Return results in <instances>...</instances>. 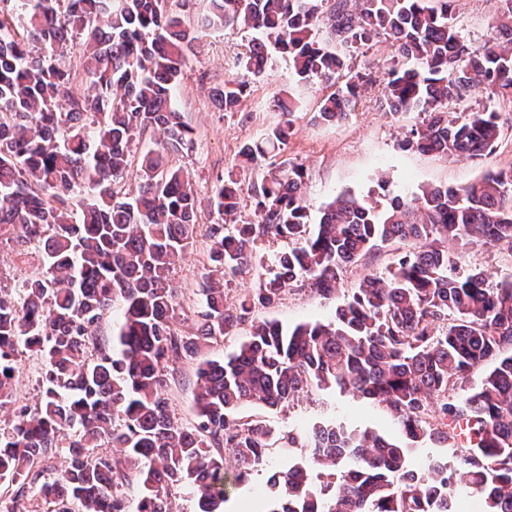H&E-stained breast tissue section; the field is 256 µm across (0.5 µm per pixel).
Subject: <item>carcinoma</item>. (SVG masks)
Segmentation results:
<instances>
[{"label": "carcinoma", "mask_w": 512, "mask_h": 512, "mask_svg": "<svg viewBox=\"0 0 512 512\" xmlns=\"http://www.w3.org/2000/svg\"><path fill=\"white\" fill-rule=\"evenodd\" d=\"M13 2L15 16L0 15V238L38 244L45 270L18 293L0 289V408L14 399L18 346L45 368L39 402L0 435V481L12 499L37 486L53 509L28 512H167L169 488L179 484L196 494L199 512H224L226 456L242 481L275 447L309 449L327 481L293 464L278 472L264 512H462L469 494L476 512H512V278L492 284L480 271L460 274L453 249L512 247V170L456 189L426 187L381 208L341 194L316 224L301 165L285 160L258 175L249 187L252 220L239 215L243 189L227 175L212 196L224 223L207 230L224 282L201 286L196 332L186 336L171 275L196 234V197L169 155L192 141L171 92L195 33L165 12L164 0ZM324 2L210 0L209 25L252 34L240 62L255 75L273 47L288 54L298 80L331 83L317 112L324 123L346 119L365 83L346 51L382 37L415 63L394 64L376 100L391 115H424L404 147L468 160L499 143L497 113L457 115L448 104L475 85L512 101V0H495L490 35L475 51L455 27L454 0H334L327 13ZM75 33L91 99L73 93L71 69L56 63ZM245 91L229 79L212 95L220 111L235 112ZM277 105L283 119L243 143V164L256 168L287 146L293 111L280 97ZM155 128L163 150L144 157L130 196L119 186L129 143ZM76 186L86 197L75 219ZM261 238L292 246L260 266L259 287L227 303L224 285L248 268ZM394 242L410 248L385 275H365L332 319L293 328L260 321L235 352L202 361L194 423L170 416V357L196 356L273 307L294 281L335 295L350 265ZM116 300L122 318L100 343L96 330ZM488 360L493 369L470 384ZM314 389L368 400L407 443L451 441L459 459L416 467L408 447L375 430L322 418L277 431L241 416L245 406L284 408ZM103 441L125 449L137 471L98 452ZM64 447L70 467L41 481L45 458ZM130 483L137 499L114 491Z\"/></svg>", "instance_id": "cac0c4a2"}]
</instances>
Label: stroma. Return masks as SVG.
Returning a JSON list of instances; mask_svg holds the SVG:
<instances>
[{
  "mask_svg": "<svg viewBox=\"0 0 512 512\" xmlns=\"http://www.w3.org/2000/svg\"><path fill=\"white\" fill-rule=\"evenodd\" d=\"M166 8L179 15L185 26L198 32L175 90V104L192 130L193 143L190 149L175 156L174 163L183 168L192 182L198 199L195 222L200 229L224 221L210 203L219 178L231 175L244 185L255 178V170L240 166L238 149L243 141L260 138L280 121L281 114L273 106V97L277 94L291 100L297 110L282 156L304 165V190L310 216L314 219L318 218L322 205L344 193L380 205L395 196L411 197L426 186L458 188L485 173L512 167V106L479 88L454 105L453 110L457 113L500 112L502 137L492 153L469 162L404 148L405 136L412 127L419 125L422 117L410 112L395 118L379 111L375 104L384 89L386 71L393 57L387 43L372 41L355 51L352 69L369 76L370 82L345 121L326 124L316 117L319 101L327 92L326 86L297 81L286 54L270 52L264 75L249 74L236 65L250 40L249 33L204 27L203 22L210 13L209 0H167ZM492 13L490 0H458L454 23L470 49H478L489 34ZM227 79L247 84V92L235 112L218 111L211 97L212 88ZM396 251V246H387L352 265L340 282L338 293L330 298L319 296L309 287L293 285L274 307L255 311L253 321L274 319L291 328L305 322L327 320L365 274L385 272ZM209 252L210 242L200 232L172 274L177 301L187 317L183 326L187 332L193 331L200 309L199 287L210 268ZM43 264V252L37 245L0 241V286L20 287L25 281L40 276ZM460 269L483 271L490 282H497L512 275V248L501 244L466 250ZM250 330V324L242 325L235 333L217 337L203 346L196 357L170 359L165 395L172 417L186 425L194 422L199 362L233 353L247 340ZM41 368L39 357L19 349L13 381L16 406L37 403ZM16 406L0 410V427L11 426ZM244 413L260 417L281 430L301 429L320 417L331 416L351 429L380 430L390 435L395 432L389 415L377 405L334 390L309 392L284 409L248 407ZM309 462L306 449L291 452L284 448L271 449L264 468L253 472L249 482L232 487L226 512H252L255 489L266 487L273 473L293 463L306 465Z\"/></svg>",
  "mask_w": 512,
  "mask_h": 512,
  "instance_id": "35a3bbf8",
  "label": "stroma"
}]
</instances>
